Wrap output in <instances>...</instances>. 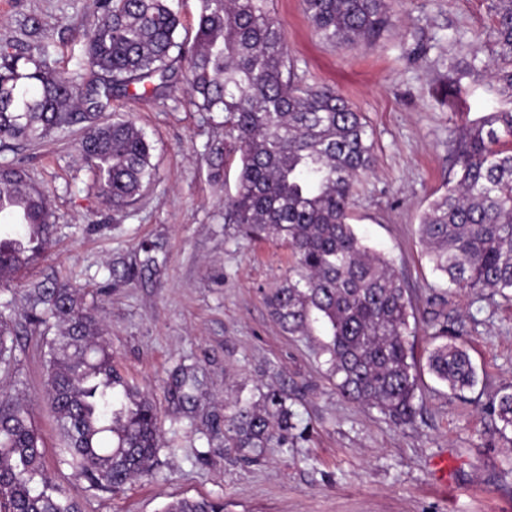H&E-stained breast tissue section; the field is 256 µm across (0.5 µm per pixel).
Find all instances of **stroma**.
Returning a JSON list of instances; mask_svg holds the SVG:
<instances>
[{
  "mask_svg": "<svg viewBox=\"0 0 512 512\" xmlns=\"http://www.w3.org/2000/svg\"><path fill=\"white\" fill-rule=\"evenodd\" d=\"M490 0H391L395 24L369 47L332 45L314 31L300 0H273L298 75L336 86L374 132L373 165L350 205L366 243L402 273L412 301L409 339L420 373L411 426L343 397L329 372L321 326L285 332L264 295L289 266L279 243L252 241L224 221L238 159L213 181L207 155L224 128L197 111L182 91L115 98L104 119L133 120L153 146L156 177L131 206L113 209L92 186L75 149L83 124L0 151L22 162L48 190L54 242L42 264L0 286L18 327L13 361L0 365V390L30 402L44 444L49 479L81 512H160L173 499L219 498L224 512H512V445L485 407L512 386V302L448 287L418 239V215L448 182L449 151L471 120L506 105L486 77L455 65L483 52ZM37 18L49 63L71 71L95 0H0V46L29 40ZM158 246L159 266L139 267V245ZM55 269L96 297L120 371L147 391L158 410L163 446L152 477L108 494L91 491L60 461V438L46 400L43 352L22 334L23 288ZM138 273L133 284L122 275ZM459 323L477 383L455 395L427 368L442 322ZM202 380L195 406L167 392L179 366ZM288 397L297 426L293 445L254 460L225 447L209 426L224 420L228 399Z\"/></svg>",
  "mask_w": 512,
  "mask_h": 512,
  "instance_id": "obj_1",
  "label": "stroma"
}]
</instances>
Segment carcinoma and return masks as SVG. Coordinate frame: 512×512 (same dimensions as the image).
<instances>
[{
  "mask_svg": "<svg viewBox=\"0 0 512 512\" xmlns=\"http://www.w3.org/2000/svg\"><path fill=\"white\" fill-rule=\"evenodd\" d=\"M173 0H96L100 18L85 33L74 76L49 65L41 44L0 47V149L43 140L85 124L81 160L98 195L129 206L155 175L152 145L129 119L99 121L112 97L134 87L155 95L184 92L201 112L224 115L226 140L210 149L211 177L239 156L235 194L224 223L253 240L280 241L294 258L288 276L265 295L275 321L305 334L327 328L331 376L348 400L377 408L392 422L415 421L418 405L410 301L404 278L349 224L357 182L370 167L373 132L336 88L305 84L289 57L285 30L270 0H199L192 38ZM315 32L333 45L373 44L391 21L389 0H301ZM488 59L464 62L488 73L508 96L465 126L451 151L454 177L419 216L418 231L434 270L457 288L512 301V0H490ZM18 224L28 250L6 252L0 284L44 259L53 243L49 195L22 163L0 165V225ZM25 333L40 342L45 392L62 440L64 462L98 492L115 493L153 474L161 447L159 414L149 393L115 366L107 327L85 293L51 272L24 293ZM14 328L0 314V363L12 357ZM429 371L455 393L475 386L476 370L455 341L428 355ZM198 372L179 367L169 393L193 403ZM288 397L269 389L256 402L224 405V439L258 457L288 446L295 429ZM488 410L512 428V392ZM0 512H80L46 476L41 435L28 404L0 393ZM163 512H224L221 499L182 498Z\"/></svg>",
  "mask_w": 512,
  "mask_h": 512,
  "instance_id": "carcinoma-1",
  "label": "carcinoma"
}]
</instances>
